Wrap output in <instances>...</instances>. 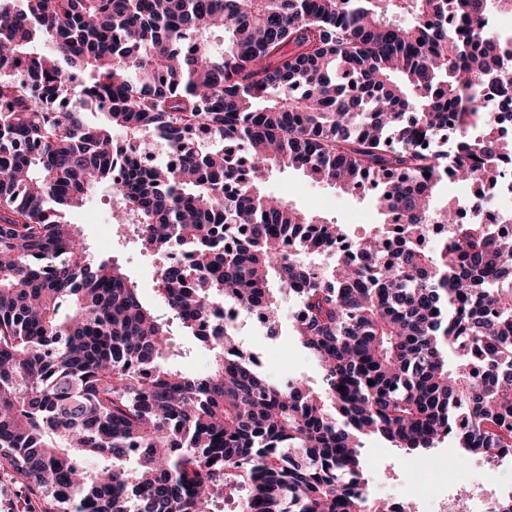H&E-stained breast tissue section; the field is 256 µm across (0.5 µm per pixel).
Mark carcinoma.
<instances>
[{
  "instance_id": "carcinoma-1",
  "label": "carcinoma",
  "mask_w": 512,
  "mask_h": 512,
  "mask_svg": "<svg viewBox=\"0 0 512 512\" xmlns=\"http://www.w3.org/2000/svg\"><path fill=\"white\" fill-rule=\"evenodd\" d=\"M492 7L0 0V468L42 512H215L227 490L241 512H397L368 496L361 436L453 438L450 468L512 450V236L436 203L450 178L488 204L512 156ZM159 143L174 163L148 162ZM275 167L369 192L384 220L353 238L265 194ZM96 190L161 259L206 372L164 363L170 324L62 215ZM287 296L317 389L212 322L231 304L275 327Z\"/></svg>"
}]
</instances>
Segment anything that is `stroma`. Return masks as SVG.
Returning <instances> with one entry per match:
<instances>
[{
  "label": "stroma",
  "mask_w": 512,
  "mask_h": 512,
  "mask_svg": "<svg viewBox=\"0 0 512 512\" xmlns=\"http://www.w3.org/2000/svg\"><path fill=\"white\" fill-rule=\"evenodd\" d=\"M264 191L281 197L294 207L321 215L329 222L348 225L352 234L360 236L381 223L382 215L375 208L371 196H351L336 189L312 182L303 172L272 169L266 179ZM113 200L96 192L88 197L82 207L70 209L68 217L78 224L89 254L98 259L117 262L134 281L145 302L154 307L162 319H170L169 309L158 297L157 257L142 249L133 227L121 232H104L103 226L111 218ZM243 346L255 353L268 356L267 374L271 379L300 377L310 385L321 382L318 362L295 339L289 319H281L275 336L243 322L239 331ZM362 457L369 480L370 496L388 499L394 495L419 496L417 472L420 462L443 466L448 455L454 453L456 444L442 441L424 455L408 454L391 447L390 443L373 435L364 438Z\"/></svg>",
  "instance_id": "1"
}]
</instances>
